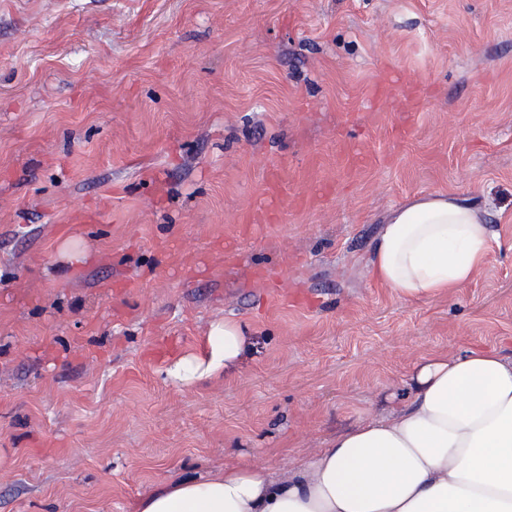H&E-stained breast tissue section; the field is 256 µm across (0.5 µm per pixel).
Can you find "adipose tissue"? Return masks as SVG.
<instances>
[{
  "label": "adipose tissue",
  "instance_id": "1",
  "mask_svg": "<svg viewBox=\"0 0 512 512\" xmlns=\"http://www.w3.org/2000/svg\"><path fill=\"white\" fill-rule=\"evenodd\" d=\"M491 248L468 198L423 194L389 213L372 244V276L403 300L449 295ZM244 336L234 320L212 325L207 361H186L187 370L228 368ZM139 512H512V357L482 347L425 357L408 402L338 434L287 478L258 464L179 478Z\"/></svg>",
  "mask_w": 512,
  "mask_h": 512
}]
</instances>
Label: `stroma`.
I'll use <instances>...</instances> for the list:
<instances>
[{
    "mask_svg": "<svg viewBox=\"0 0 512 512\" xmlns=\"http://www.w3.org/2000/svg\"><path fill=\"white\" fill-rule=\"evenodd\" d=\"M435 192L498 242L403 301L371 244ZM474 345L512 355V0H0V512L285 476ZM244 330L234 320L224 319L212 325L208 335L209 355L206 364L203 361L186 360L183 366L189 371H198L204 364L203 372L224 370L238 361L244 349Z\"/></svg>",
    "mask_w": 512,
    "mask_h": 512,
    "instance_id": "obj_1",
    "label": "stroma"
}]
</instances>
